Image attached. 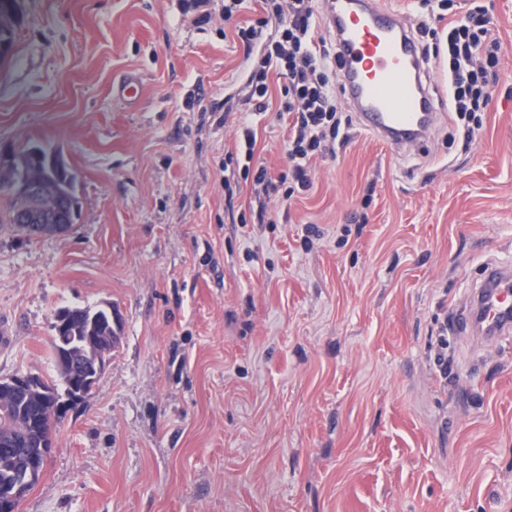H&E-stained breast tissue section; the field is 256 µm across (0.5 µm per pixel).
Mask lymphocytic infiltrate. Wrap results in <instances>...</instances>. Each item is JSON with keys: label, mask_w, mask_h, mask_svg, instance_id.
<instances>
[{"label": "lymphocytic infiltrate", "mask_w": 512, "mask_h": 512, "mask_svg": "<svg viewBox=\"0 0 512 512\" xmlns=\"http://www.w3.org/2000/svg\"><path fill=\"white\" fill-rule=\"evenodd\" d=\"M263 17L255 25L239 28L237 36L246 52L258 53V65L247 86L248 100L256 111L268 108L269 69L285 78L283 113L292 115L288 126L289 173L301 188L311 185L310 163L334 151L349 139L352 118L340 107L334 88V47L315 38L323 16L320 0H261ZM278 34L263 39L269 22ZM416 31L425 56L448 58V116L463 141H471L482 122L481 112L491 103L490 78L499 66L501 44L494 37L485 9L477 7L464 17L449 21L445 31L420 16Z\"/></svg>", "instance_id": "obj_1"}]
</instances>
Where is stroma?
I'll list each match as a JSON object with an SVG mask.
<instances>
[{
  "label": "stroma",
  "instance_id": "stroma-1",
  "mask_svg": "<svg viewBox=\"0 0 512 512\" xmlns=\"http://www.w3.org/2000/svg\"><path fill=\"white\" fill-rule=\"evenodd\" d=\"M455 3L501 43L470 146L442 122L401 157L358 125L287 199L224 193L242 113L250 168L288 170L284 79L266 112L241 93L256 0H19L0 145L60 150L79 212L62 236L0 223V378L55 376L60 308L122 325L19 512H512V342L446 330L512 262V0Z\"/></svg>",
  "mask_w": 512,
  "mask_h": 512
}]
</instances>
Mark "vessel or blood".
<instances>
[{
	"label": "vessel or blood",
	"mask_w": 512,
	"mask_h": 512,
	"mask_svg": "<svg viewBox=\"0 0 512 512\" xmlns=\"http://www.w3.org/2000/svg\"><path fill=\"white\" fill-rule=\"evenodd\" d=\"M324 9L340 55L339 96L357 112L364 129L407 155L430 139L443 114L433 70L406 14L384 0H325ZM451 326L455 333L488 343L512 337L511 263L485 265Z\"/></svg>",
	"instance_id": "vessel-or-blood-1"
}]
</instances>
